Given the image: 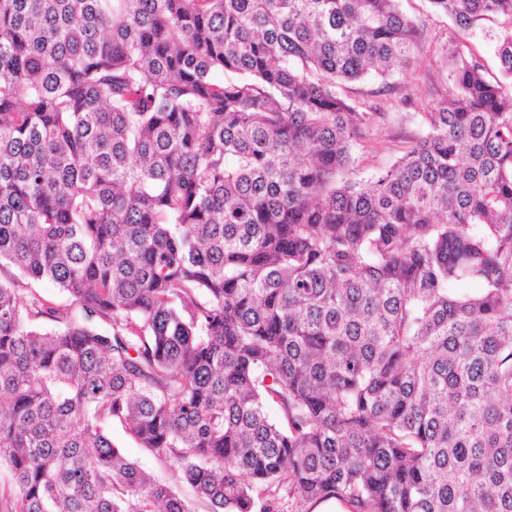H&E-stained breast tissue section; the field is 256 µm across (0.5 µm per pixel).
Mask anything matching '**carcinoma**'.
<instances>
[{
	"label": "carcinoma",
	"instance_id": "carcinoma-1",
	"mask_svg": "<svg viewBox=\"0 0 512 512\" xmlns=\"http://www.w3.org/2000/svg\"><path fill=\"white\" fill-rule=\"evenodd\" d=\"M420 47L398 0H0V512H193L114 422L211 512H512V32L339 179L388 113L337 86ZM112 439L123 450L128 458L138 463L144 470L150 472L160 481L175 487L179 493L190 502L194 512H210L202 502H199L193 489L179 479L178 472L168 463L160 461L144 448H140L134 437L127 429L117 423L112 424ZM284 509L287 512H343L344 510L334 500L312 503L287 498L284 500Z\"/></svg>",
	"mask_w": 512,
	"mask_h": 512
}]
</instances>
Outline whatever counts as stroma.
Returning <instances> with one entry per match:
<instances>
[{
    "label": "stroma",
    "instance_id": "1",
    "mask_svg": "<svg viewBox=\"0 0 512 512\" xmlns=\"http://www.w3.org/2000/svg\"><path fill=\"white\" fill-rule=\"evenodd\" d=\"M401 7L423 31V46L411 64L395 67L387 80L371 77L342 84L339 88L358 111H366L368 106L378 104L390 113L386 124L376 128L364 146L355 149L353 164L345 174L346 179L353 182L372 181L395 162L406 141L424 134L425 113L432 111L451 90L449 68L439 55L442 46L464 42L484 64L488 77L499 74L496 50L507 32L503 18L479 20L463 33L445 13L433 10L428 0H402ZM406 95L410 96L411 103L404 106L400 99ZM112 439L128 458L191 501L195 512H209L202 502L197 501L193 489L179 478L177 471L140 448L124 426L113 424Z\"/></svg>",
    "mask_w": 512,
    "mask_h": 512
}]
</instances>
